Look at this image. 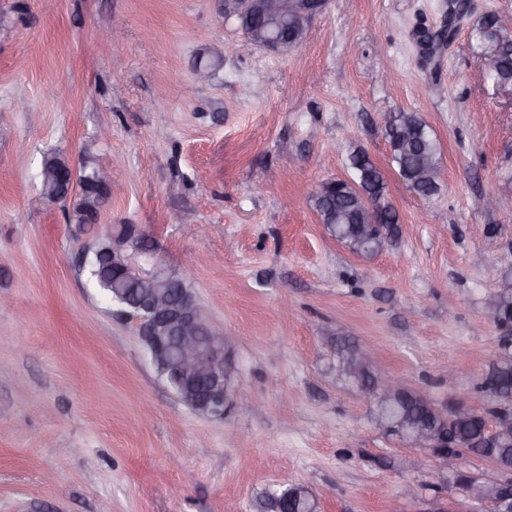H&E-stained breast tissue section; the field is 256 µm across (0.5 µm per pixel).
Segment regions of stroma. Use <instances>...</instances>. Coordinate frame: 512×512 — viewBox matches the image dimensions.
<instances>
[{
	"label": "stroma",
	"instance_id": "1",
	"mask_svg": "<svg viewBox=\"0 0 512 512\" xmlns=\"http://www.w3.org/2000/svg\"><path fill=\"white\" fill-rule=\"evenodd\" d=\"M450 2L332 0L276 54L220 0H0V512H272L294 483L320 512H492L387 435L336 356L346 339L438 408L493 406L482 382L505 349L484 301L512 279V211L482 199L512 196V83L488 52L512 45L493 25L512 0L453 22ZM394 112L439 141L431 197L389 163ZM356 150L400 217L369 259L312 201ZM49 152L109 170L98 224L42 198ZM114 224L146 237L143 272L194 261L235 360L223 418L157 379L136 321L80 270Z\"/></svg>",
	"mask_w": 512,
	"mask_h": 512
}]
</instances>
